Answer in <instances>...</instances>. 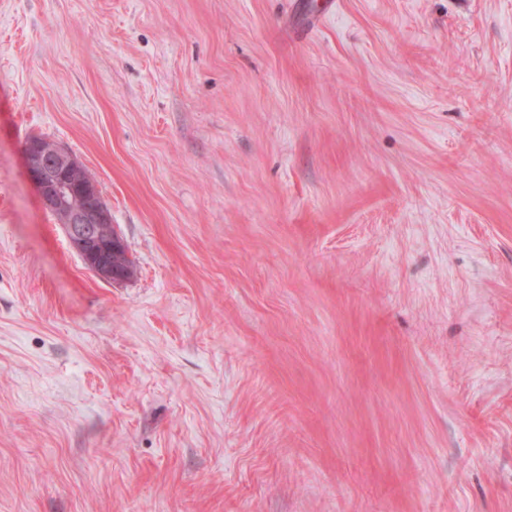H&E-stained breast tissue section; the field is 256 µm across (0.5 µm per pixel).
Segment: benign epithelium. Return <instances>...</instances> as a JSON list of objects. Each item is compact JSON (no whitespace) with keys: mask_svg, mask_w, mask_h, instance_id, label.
I'll return each instance as SVG.
<instances>
[{"mask_svg":"<svg viewBox=\"0 0 512 512\" xmlns=\"http://www.w3.org/2000/svg\"><path fill=\"white\" fill-rule=\"evenodd\" d=\"M27 175L42 208L63 227L71 249L104 280H120L112 254L124 249L112 225V213L95 183L63 146L38 137L24 146Z\"/></svg>","mask_w":512,"mask_h":512,"instance_id":"obj_1","label":"benign epithelium"}]
</instances>
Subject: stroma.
<instances>
[{
  "mask_svg": "<svg viewBox=\"0 0 512 512\" xmlns=\"http://www.w3.org/2000/svg\"><path fill=\"white\" fill-rule=\"evenodd\" d=\"M0 512H512V0H0ZM24 158L42 208L56 217L84 265L108 281L132 277L135 269L125 250L112 256L125 249L112 225V213L71 153L55 142L33 137L25 143ZM112 264L125 272V278Z\"/></svg>",
  "mask_w": 512,
  "mask_h": 512,
  "instance_id": "stroma-1",
  "label": "stroma"
}]
</instances>
